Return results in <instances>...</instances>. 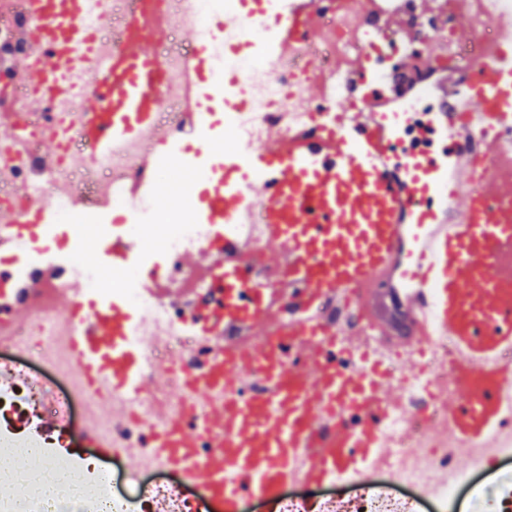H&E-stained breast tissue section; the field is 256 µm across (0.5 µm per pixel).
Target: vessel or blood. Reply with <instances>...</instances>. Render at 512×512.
I'll use <instances>...</instances> for the list:
<instances>
[{"mask_svg": "<svg viewBox=\"0 0 512 512\" xmlns=\"http://www.w3.org/2000/svg\"><path fill=\"white\" fill-rule=\"evenodd\" d=\"M319 2L286 0L271 14L266 0H242V12L210 16L203 42L183 11L136 0L105 42L88 24L91 0H27L46 49L34 61L15 59L8 78L70 111L64 127L37 138L57 198L81 201L68 171L93 159L133 150L156 169L189 154L195 131L223 132L217 112L251 111L253 93L248 77L218 72L219 58H251L252 32L261 29L275 35L276 60L293 61L327 37ZM482 10V0H356L351 23L361 47L339 52L301 86L300 105L318 102L322 111L265 123L236 152L212 147L199 158L195 213L212 234L179 262L205 271L219 297L185 305L209 349L180 395L205 417L151 433L149 463L201 490L205 512H242L248 498L273 505L288 485L317 488L337 474L371 482L391 459L382 428L407 406L409 379L394 367L416 364L442 337L451 344L448 380L435 401L445 415L423 409L418 420L427 437L472 446L482 467L495 466L506 427L501 395L512 380L502 360L512 350V16L486 37L475 23ZM414 12L428 25L408 27ZM176 29L195 47L186 65L196 91L189 128L174 131L156 118L171 81L158 48ZM470 46L477 59L460 69L457 54ZM420 73L443 84L445 106L429 127L448 142L446 170L426 152L396 150L398 135L416 126L411 80ZM33 116L28 108L1 111L0 129L25 133ZM71 134L84 148L62 154ZM112 198L111 182H95L84 220L105 230L94 263L126 272L137 268L138 249L113 233L125 218ZM68 237L41 201L0 210V256L11 262L24 259L18 244L50 253ZM257 264L268 273L260 284L251 275ZM387 283L397 286L393 316L368 304ZM55 302L63 330L51 358L76 375L78 390L101 399L83 440L107 455L139 456L105 428L113 416H134L142 398L182 371L181 361L143 370L159 333L128 344L133 308L91 297L81 278L58 289ZM319 303L331 316H314ZM250 380L259 390L242 397ZM207 434L222 443L204 454Z\"/></svg>", "mask_w": 512, "mask_h": 512, "instance_id": "obj_1", "label": "vessel or blood"}]
</instances>
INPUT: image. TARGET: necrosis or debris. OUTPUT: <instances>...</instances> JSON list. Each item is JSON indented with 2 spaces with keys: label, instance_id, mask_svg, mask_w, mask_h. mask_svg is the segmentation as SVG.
Listing matches in <instances>:
<instances>
[{
  "label": "necrosis or debris",
  "instance_id": "1",
  "mask_svg": "<svg viewBox=\"0 0 512 512\" xmlns=\"http://www.w3.org/2000/svg\"><path fill=\"white\" fill-rule=\"evenodd\" d=\"M42 48L38 32L33 31L28 12L21 0H0V86L7 84L6 64L19 55H37ZM187 46L178 36L161 46L162 57L170 62L186 55ZM224 66L246 75H260L265 87L257 96L254 110L234 124L233 134L224 142L225 148L241 145L255 138L260 122L287 111L289 101L297 94L304 77L301 66L274 69L271 52L261 49L249 60L241 62L225 57ZM191 74L179 67L173 70V92L164 95L158 119L162 125L173 127L184 119L185 100L193 88ZM35 140L21 139L14 147H0V205L25 203L44 196L52 186L51 176L32 182L35 166ZM97 178L112 181L117 206L130 216L128 232L138 242L157 245L162 249L165 263L162 272L175 288H187L196 300L209 299L211 290L198 276L189 273L178 263L182 252L204 245L211 227L198 223L190 216L191 196L183 186L188 176L179 161L162 164L160 172L173 178L175 190L171 204L186 210L187 215L171 224L151 222L148 205L131 200L125 193L128 182L137 176L132 160L93 161ZM82 277L94 294H103V281L90 266L68 264L45 270L29 265L13 273L12 290L6 299H0V308L22 304L29 310V319L19 325L16 342L4 343L8 353L7 364L12 368L31 396L37 399L47 415L58 419L57 434L51 440L38 437L19 438L13 432L0 428V460L7 466L0 470V479H12L16 469L35 468L66 475L79 492L74 496H59L52 505H44L39 494L25 486H18L13 500L0 503V512H16L19 504H26L29 512H152L163 507L165 512H200L201 494L193 488L181 487L178 475L167 469L145 468L130 477L133 493H126L120 485L108 483L103 475L101 460L89 453L73 451L69 440L78 438L77 423L83 420L90 401L78 390H67L55 385L45 373L27 367V360L46 363L52 343L60 330V322L53 312L52 294L73 277ZM120 295L147 320L169 323L168 336L144 355L145 363L164 357L176 359L202 356L206 345L201 336L187 331L184 316L165 309L159 302L139 295L134 289H121ZM409 402L404 413L391 417L386 426L387 437L396 441L389 471L381 473L372 483L361 484L344 475L329 480V493H315L300 485L286 487L274 512H326L335 500V492H343L349 512H434L467 494L473 507H480L485 490L474 471H463L452 466L450 448L430 444L413 422L412 407L429 400L426 378L411 381Z\"/></svg>",
  "mask_w": 512,
  "mask_h": 512
}]
</instances>
